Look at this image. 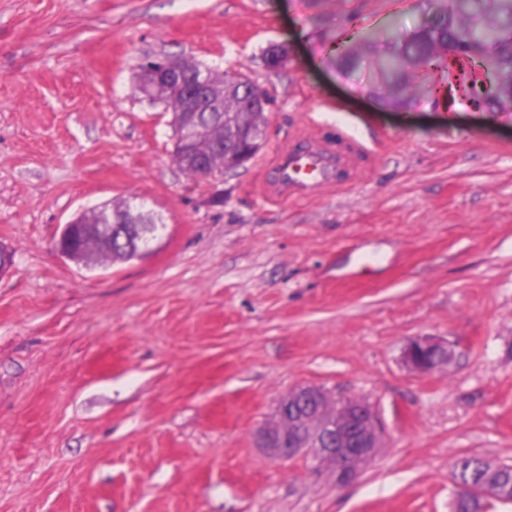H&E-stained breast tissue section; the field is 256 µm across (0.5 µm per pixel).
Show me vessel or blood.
<instances>
[{
    "label": "vessel or blood",
    "instance_id": "vessel-or-blood-1",
    "mask_svg": "<svg viewBox=\"0 0 512 512\" xmlns=\"http://www.w3.org/2000/svg\"><path fill=\"white\" fill-rule=\"evenodd\" d=\"M363 150V144L342 130L337 131L335 142L325 141L306 150H282L272 161L269 186L286 196H313L322 189L338 186L343 167L349 166L353 155Z\"/></svg>",
    "mask_w": 512,
    "mask_h": 512
}]
</instances>
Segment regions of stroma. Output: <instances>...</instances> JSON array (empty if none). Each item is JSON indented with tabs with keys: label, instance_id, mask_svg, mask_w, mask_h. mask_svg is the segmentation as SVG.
<instances>
[{
	"label": "stroma",
	"instance_id": "35a3bbf8",
	"mask_svg": "<svg viewBox=\"0 0 512 512\" xmlns=\"http://www.w3.org/2000/svg\"><path fill=\"white\" fill-rule=\"evenodd\" d=\"M418 3L0 0V512H451L459 457L512 465V114L377 93L381 35ZM161 54L267 90L247 167H179L137 91ZM338 127L370 151L356 179L277 197L275 153ZM113 201L145 202L160 244L62 259V225ZM419 336L448 367H404ZM302 385L383 420L349 485L256 443ZM454 357L453 345L434 337H419L410 341L403 350L405 366L416 374H430L448 364Z\"/></svg>",
	"mask_w": 512,
	"mask_h": 512
}]
</instances>
